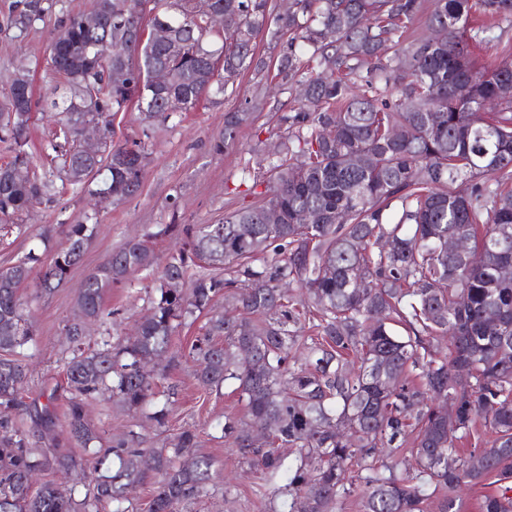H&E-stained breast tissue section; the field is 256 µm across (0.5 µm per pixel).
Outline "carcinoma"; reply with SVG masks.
Here are the masks:
<instances>
[{"instance_id":"1","label":"carcinoma","mask_w":512,"mask_h":512,"mask_svg":"<svg viewBox=\"0 0 512 512\" xmlns=\"http://www.w3.org/2000/svg\"><path fill=\"white\" fill-rule=\"evenodd\" d=\"M52 8L10 0L4 30L20 37ZM422 13L423 0H291L284 13L270 0H94L51 32V71L66 84L49 104L57 178L114 202L138 194L149 153L135 139L112 143V115L133 106L143 131L162 130L243 72L265 74L253 45L263 30L288 36L276 77L299 93L283 117L288 144L267 158L261 202L247 201L255 182L223 222L183 226L136 336L93 348L83 322L100 318L108 288L154 267L148 240L129 239L82 282L80 316L66 326L64 426L86 456L35 448L15 428L12 413L42 436L59 419L54 396L23 400L24 366L0 357V512H136L127 489L143 480L147 454L160 475L149 512H183L207 495L212 460L192 454L196 430L167 450L140 447L134 432L105 448L85 407L103 392L129 411L152 404L144 367L221 294L243 316H212L188 355L199 385L232 384L244 403L246 418L224 417V438L273 484L261 493L267 512H345L349 503L427 512L436 494L437 512H463L460 491L490 478L498 490L480 512H512V277L497 275L512 261V61L476 68L471 47L492 28L470 26L476 13L511 18L512 0H434L430 35L402 47ZM146 17L169 39L144 36ZM157 70L169 75L163 85L151 80ZM32 106L22 68L0 92V143L11 154L0 165V228L54 191L26 150ZM245 116L228 113L215 153ZM88 124L102 133L95 156L81 144ZM397 127L406 138L391 137ZM269 205L277 224L264 222ZM94 229L68 225L39 271L42 291L66 280ZM453 237L469 242L470 259L448 252ZM37 262L28 254L0 270V349L15 355L34 342L19 288ZM198 262L235 277L190 272ZM254 426L269 427L265 444L253 443ZM468 438L464 455L455 442ZM88 463L96 477L81 499L52 482L33 488L40 471Z\"/></svg>"}]
</instances>
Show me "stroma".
<instances>
[{"label": "stroma", "mask_w": 512, "mask_h": 512, "mask_svg": "<svg viewBox=\"0 0 512 512\" xmlns=\"http://www.w3.org/2000/svg\"><path fill=\"white\" fill-rule=\"evenodd\" d=\"M93 0H59L43 28L17 45L0 32V90L7 87L18 67L30 68L36 95L49 98L58 76L47 70L50 33L58 20L78 11H90ZM259 77L246 71L237 80L231 95L218 102H202L197 110L173 119L169 128L148 138L153 159L147 166L137 196L129 201L103 202L98 208L99 224L79 264L66 281L52 294L39 293V280L30 277L19 293L25 302V313L33 323L36 347L26 350L21 359L28 377L25 401H32L60 389L63 363L70 351L65 325L75 312V299L85 277L101 265L113 251L133 237H151L158 259H165L175 245L176 237L164 234L166 224H216L233 208V190L244 178L262 175L268 156L275 146L286 140L288 126L282 120L292 105L291 94H281L262 106H253L258 94ZM242 112L246 118L237 128L235 139L223 153L212 150V139L224 129L226 113ZM91 209L80 193L56 194L29 214L9 235L0 236V269L35 252L50 260L40 235L54 226L53 243L63 239L59 224L85 221ZM157 286L155 275L113 285L104 296V306L119 310L118 319L90 326L95 343L115 344L131 336L134 324L150 306ZM206 321L205 316L186 319L172 337L168 352L155 366V399L170 402L172 412L165 426H157L142 413H127L118 407L111 394L100 395L89 407V417L104 440L121 438L128 431L138 432L147 448L169 445L185 428L199 434L198 454L211 458L212 494L192 503L188 512H265L255 494L259 474L241 465L224 441L222 426L228 414L244 415L245 408L231 388L209 390L193 377L194 364L184 358Z\"/></svg>", "instance_id": "1"}]
</instances>
